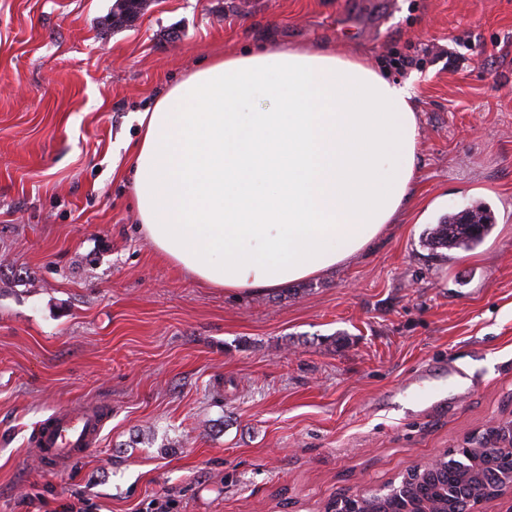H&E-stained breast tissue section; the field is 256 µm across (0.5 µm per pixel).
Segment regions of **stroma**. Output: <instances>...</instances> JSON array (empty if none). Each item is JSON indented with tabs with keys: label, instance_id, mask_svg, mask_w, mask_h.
<instances>
[{
	"label": "stroma",
	"instance_id": "obj_1",
	"mask_svg": "<svg viewBox=\"0 0 512 512\" xmlns=\"http://www.w3.org/2000/svg\"><path fill=\"white\" fill-rule=\"evenodd\" d=\"M113 2L0 0V512H325L512 421V0H148L109 29ZM282 44L412 79L418 177L347 263L227 294L139 231L135 117ZM477 201L481 246L420 247ZM88 405L112 411L93 451L43 470L38 426Z\"/></svg>",
	"mask_w": 512,
	"mask_h": 512
}]
</instances>
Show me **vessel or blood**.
Masks as SVG:
<instances>
[{
  "mask_svg": "<svg viewBox=\"0 0 512 512\" xmlns=\"http://www.w3.org/2000/svg\"><path fill=\"white\" fill-rule=\"evenodd\" d=\"M110 416V409L96 406L55 412L37 431L35 445L42 468L57 471L65 463L89 453Z\"/></svg>",
  "mask_w": 512,
  "mask_h": 512,
  "instance_id": "vessel-or-blood-1",
  "label": "vessel or blood"
}]
</instances>
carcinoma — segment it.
Listing matches in <instances>:
<instances>
[{"label":"carcinoma","instance_id":"obj_1","mask_svg":"<svg viewBox=\"0 0 512 512\" xmlns=\"http://www.w3.org/2000/svg\"><path fill=\"white\" fill-rule=\"evenodd\" d=\"M142 10L143 7L135 3V0H115L112 6V28L129 25ZM494 225L491 209L477 205L440 217L423 234L421 243L433 255L444 258L447 250L469 251L476 248L491 233ZM462 462L461 450L449 449L439 467L420 473L409 483L412 499L425 503L440 499L447 487L460 483ZM484 465L487 479L494 481L512 472V455L500 452L490 454L484 458ZM345 502L350 507L342 508V512H388L393 507L386 490L367 492L360 501L347 498Z\"/></svg>","mask_w":512,"mask_h":512}]
</instances>
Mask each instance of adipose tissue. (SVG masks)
<instances>
[{
    "label": "adipose tissue",
    "mask_w": 512,
    "mask_h": 512,
    "mask_svg": "<svg viewBox=\"0 0 512 512\" xmlns=\"http://www.w3.org/2000/svg\"><path fill=\"white\" fill-rule=\"evenodd\" d=\"M411 82L282 45L208 60L139 113L130 164L157 252L228 292L336 267L393 223L418 170Z\"/></svg>",
    "instance_id": "obj_1"
}]
</instances>
